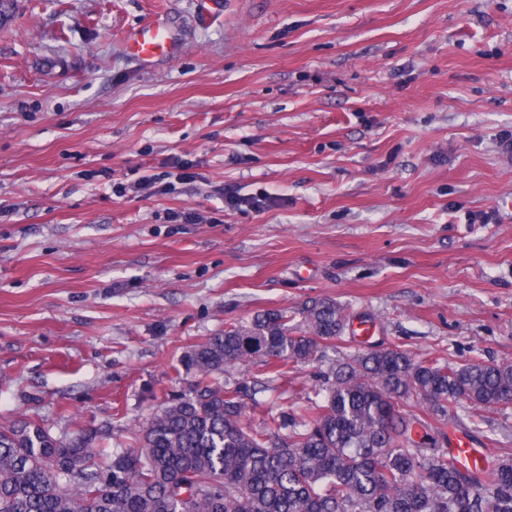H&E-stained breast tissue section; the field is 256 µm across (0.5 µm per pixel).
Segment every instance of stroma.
Instances as JSON below:
<instances>
[{"label": "stroma", "mask_w": 512, "mask_h": 512, "mask_svg": "<svg viewBox=\"0 0 512 512\" xmlns=\"http://www.w3.org/2000/svg\"><path fill=\"white\" fill-rule=\"evenodd\" d=\"M216 9L17 0L0 24V426L127 447L191 390L195 345L325 297L372 335L229 368L252 425L323 402L367 346L512 362V0ZM159 16L178 50L145 66L124 42ZM181 162L173 191L109 186ZM473 415L490 454L512 442V404Z\"/></svg>", "instance_id": "1"}]
</instances>
